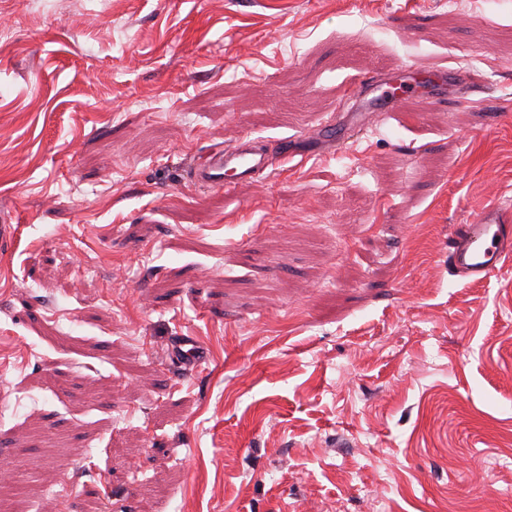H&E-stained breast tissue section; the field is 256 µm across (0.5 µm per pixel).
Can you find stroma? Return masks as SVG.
<instances>
[{
    "mask_svg": "<svg viewBox=\"0 0 512 512\" xmlns=\"http://www.w3.org/2000/svg\"><path fill=\"white\" fill-rule=\"evenodd\" d=\"M480 75L340 149L369 72ZM512 0H0V512H512ZM272 167L273 157L264 146L243 136L196 162L189 177L196 185L229 190L256 181ZM512 258V203L490 202L465 224H458L448 247L452 272L473 281L500 273Z\"/></svg>",
    "mask_w": 512,
    "mask_h": 512,
    "instance_id": "1",
    "label": "stroma"
}]
</instances>
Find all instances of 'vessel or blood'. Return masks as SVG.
I'll return each instance as SVG.
<instances>
[{"label": "vessel or blood", "mask_w": 512, "mask_h": 512, "mask_svg": "<svg viewBox=\"0 0 512 512\" xmlns=\"http://www.w3.org/2000/svg\"><path fill=\"white\" fill-rule=\"evenodd\" d=\"M466 82V77L438 69L432 70L425 81L417 80L409 71L396 77L372 76L348 91L349 96L368 100L364 119L356 127L361 130L372 126L405 96L421 94L444 100L457 94ZM272 166L273 158L264 146L243 136L196 162L189 177L200 186L229 190L256 181ZM510 262L512 201L490 202L466 223L457 225L448 247V266L454 274L481 281L497 275Z\"/></svg>", "instance_id": "obj_1"}]
</instances>
